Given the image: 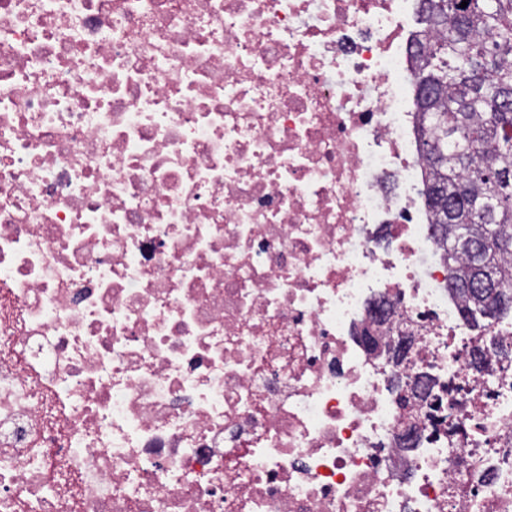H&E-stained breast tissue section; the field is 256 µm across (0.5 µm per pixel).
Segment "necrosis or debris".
I'll list each match as a JSON object with an SVG mask.
<instances>
[{
	"mask_svg": "<svg viewBox=\"0 0 512 512\" xmlns=\"http://www.w3.org/2000/svg\"><path fill=\"white\" fill-rule=\"evenodd\" d=\"M423 31L420 0H0V512H512V314L448 288ZM397 322L394 369L362 334ZM398 337L390 350L387 352V360L394 366H400L409 362L411 358V349L414 344V336H411L405 330L398 328Z\"/></svg>",
	"mask_w": 512,
	"mask_h": 512,
	"instance_id": "necrosis-or-debris-1",
	"label": "necrosis or debris"
}]
</instances>
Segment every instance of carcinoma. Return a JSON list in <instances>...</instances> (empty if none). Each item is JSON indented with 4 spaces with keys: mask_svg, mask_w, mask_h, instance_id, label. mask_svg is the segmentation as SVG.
<instances>
[{
    "mask_svg": "<svg viewBox=\"0 0 512 512\" xmlns=\"http://www.w3.org/2000/svg\"><path fill=\"white\" fill-rule=\"evenodd\" d=\"M421 12L433 36L415 44L416 88H432L434 111L416 101L420 150L427 187L453 203L441 237L479 246L448 254V278L491 285L481 301L456 292L478 328L512 311V0H421Z\"/></svg>",
    "mask_w": 512,
    "mask_h": 512,
    "instance_id": "obj_1",
    "label": "carcinoma"
}]
</instances>
